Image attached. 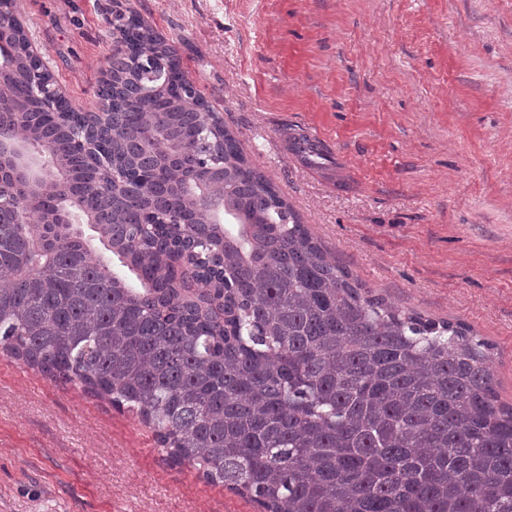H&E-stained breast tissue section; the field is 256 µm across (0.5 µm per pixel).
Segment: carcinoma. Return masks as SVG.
<instances>
[{
  "mask_svg": "<svg viewBox=\"0 0 512 512\" xmlns=\"http://www.w3.org/2000/svg\"><path fill=\"white\" fill-rule=\"evenodd\" d=\"M115 30L95 161L13 37L0 123L41 171L0 173V350L136 413L261 512H512L494 344L371 295L186 93L174 49Z\"/></svg>",
  "mask_w": 512,
  "mask_h": 512,
  "instance_id": "obj_1",
  "label": "carcinoma"
}]
</instances>
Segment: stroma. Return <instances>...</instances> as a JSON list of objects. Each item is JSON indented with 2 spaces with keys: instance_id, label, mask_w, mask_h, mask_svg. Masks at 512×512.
I'll list each match as a JSON object with an SVG mask.
<instances>
[{
  "instance_id": "obj_1",
  "label": "stroma",
  "mask_w": 512,
  "mask_h": 512,
  "mask_svg": "<svg viewBox=\"0 0 512 512\" xmlns=\"http://www.w3.org/2000/svg\"><path fill=\"white\" fill-rule=\"evenodd\" d=\"M98 109L116 10L172 41L244 155L336 263L494 342L512 404V0H14ZM331 143L321 172L281 138ZM0 512H260L176 465L135 414L0 352Z\"/></svg>"
}]
</instances>
